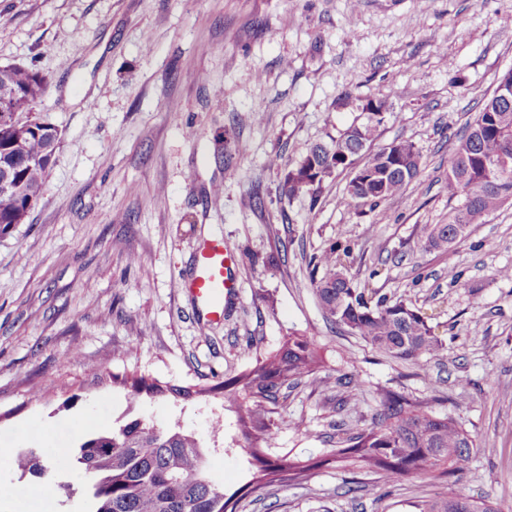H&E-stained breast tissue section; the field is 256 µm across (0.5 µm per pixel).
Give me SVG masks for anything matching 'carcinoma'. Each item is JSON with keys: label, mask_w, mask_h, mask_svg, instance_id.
<instances>
[{"label": "carcinoma", "mask_w": 512, "mask_h": 512, "mask_svg": "<svg viewBox=\"0 0 512 512\" xmlns=\"http://www.w3.org/2000/svg\"><path fill=\"white\" fill-rule=\"evenodd\" d=\"M49 77L33 68L0 65V229L24 223L44 193L46 176L60 145L54 124L30 113L46 93ZM364 121L354 122L327 143L309 147L284 176L279 193L289 198L343 171L353 158L369 148L376 127L390 112L388 101L368 97L360 106ZM512 91L494 93L482 104L474 122L458 140L449 160L448 192L458 205L448 223L427 224L420 245L424 251L454 256L476 224H484L512 203ZM421 155L410 141H394L373 153L354 174L346 192L347 204L372 208L397 196L420 171ZM333 246L317 258L321 276L312 287L326 314L379 353L398 360L436 355L442 341L427 317L402 301L391 302L376 293L365 295ZM322 363L315 344L303 337L288 338L276 354L258 362L243 377L220 381L208 388L175 386L143 375L125 377L120 384L133 396L171 394L190 400L218 390L237 401L238 418L245 428L260 432L270 442L274 430L261 418V401L277 399L280 386L315 373ZM427 403L411 401L386 391L377 425L350 434L339 442L335 456L351 459L391 484L403 477L438 474V478L465 470L474 441L455 420L436 418ZM208 448L181 429H161L137 418L112 429L87 433L75 456L76 476L85 481L95 502L94 512H236L234 496L224 493V482L206 469ZM18 467L42 478L45 484L70 489L58 478L53 457L43 448L9 451ZM416 512H497L485 501L471 500L446 481L443 490L414 505Z\"/></svg>", "instance_id": "cac0c4a2"}]
</instances>
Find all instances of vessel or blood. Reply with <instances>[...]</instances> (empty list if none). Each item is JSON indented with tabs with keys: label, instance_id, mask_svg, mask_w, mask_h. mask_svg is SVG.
I'll return each instance as SVG.
<instances>
[{
	"label": "vessel or blood",
	"instance_id": "vessel-or-blood-1",
	"mask_svg": "<svg viewBox=\"0 0 512 512\" xmlns=\"http://www.w3.org/2000/svg\"><path fill=\"white\" fill-rule=\"evenodd\" d=\"M238 254L224 237L204 240L198 247L191 275L182 283L197 317L208 323L223 321L224 302L237 291Z\"/></svg>",
	"mask_w": 512,
	"mask_h": 512
}]
</instances>
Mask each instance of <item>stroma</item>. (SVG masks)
Wrapping results in <instances>:
<instances>
[{
    "mask_svg": "<svg viewBox=\"0 0 512 512\" xmlns=\"http://www.w3.org/2000/svg\"><path fill=\"white\" fill-rule=\"evenodd\" d=\"M0 64L49 76L37 111L61 133L43 197L0 233V448L46 449L66 481L81 433L142 418L215 444L208 469L238 512H414L439 481L385 484L330 458L392 389L434 399L473 437L453 482L512 512V280L497 274L512 266V205L454 258L419 246L456 204L458 133L512 69V0H0ZM369 96L390 104L372 150L413 142L418 176L375 209L344 204L348 170L280 196L288 169ZM216 235L240 253L238 294L208 324L179 284ZM334 244L357 288L426 314L438 356L388 359L326 316L310 281ZM292 336L313 339L323 363L265 403L277 439L263 454L307 464L298 478L262 474L223 394L135 398L111 383L236 378ZM350 374L361 386L337 388ZM88 501L80 484L44 499L29 472L0 465L9 512Z\"/></svg>",
    "mask_w": 512,
    "mask_h": 512,
    "instance_id": "1",
    "label": "stroma"
}]
</instances>
